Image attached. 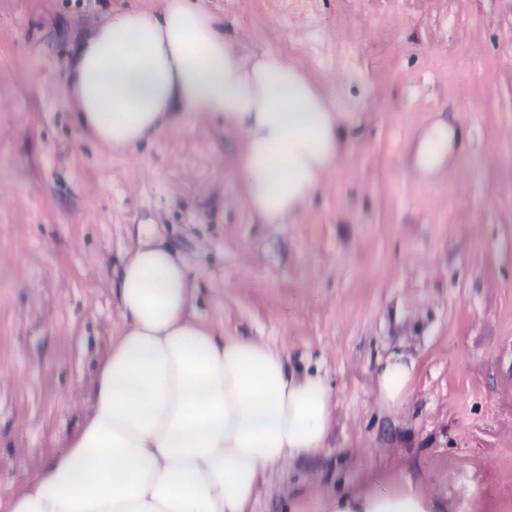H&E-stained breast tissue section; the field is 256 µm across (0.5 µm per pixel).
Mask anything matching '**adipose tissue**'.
I'll return each instance as SVG.
<instances>
[{
    "instance_id": "adipose-tissue-1",
    "label": "adipose tissue",
    "mask_w": 512,
    "mask_h": 512,
    "mask_svg": "<svg viewBox=\"0 0 512 512\" xmlns=\"http://www.w3.org/2000/svg\"><path fill=\"white\" fill-rule=\"evenodd\" d=\"M65 90L104 146L125 150L193 112L241 136V200L261 224L306 210L346 156L350 120L305 72L275 52L242 56L224 25L194 0L112 16L73 47ZM457 133L437 113L416 134L426 179L448 166ZM178 253L141 243L117 281L122 329L87 391L80 428L42 462L8 512H253L268 471L324 448L336 420L320 374L289 372L274 347L221 336L192 304ZM414 372L381 364L383 400L399 401ZM402 486L327 498L325 512H437Z\"/></svg>"
}]
</instances>
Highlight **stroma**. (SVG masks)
I'll return each instance as SVG.
<instances>
[{
  "instance_id": "1",
  "label": "stroma",
  "mask_w": 512,
  "mask_h": 512,
  "mask_svg": "<svg viewBox=\"0 0 512 512\" xmlns=\"http://www.w3.org/2000/svg\"><path fill=\"white\" fill-rule=\"evenodd\" d=\"M240 51L310 71L353 134L293 223L240 200L235 131L186 113L129 152L78 123L72 42L163 0H0V512L80 424L121 330L128 251L176 248L195 312L320 373L326 448L273 472L255 512H322L406 480L446 512H512V0H199ZM463 133L424 182L414 134ZM415 362L381 399L380 360Z\"/></svg>"
}]
</instances>
